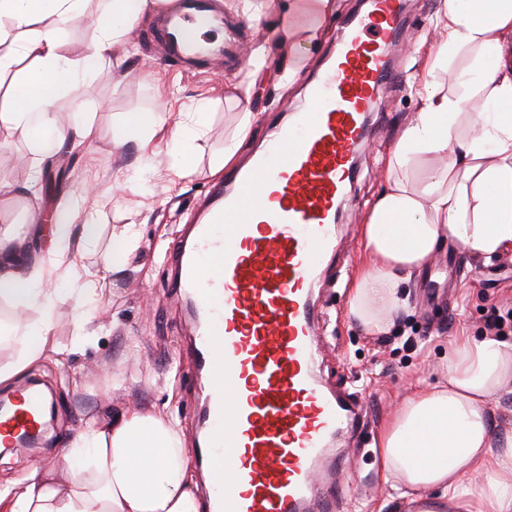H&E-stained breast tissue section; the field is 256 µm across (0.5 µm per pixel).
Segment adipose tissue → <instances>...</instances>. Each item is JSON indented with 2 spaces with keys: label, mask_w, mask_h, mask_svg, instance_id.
<instances>
[{
  "label": "adipose tissue",
  "mask_w": 512,
  "mask_h": 512,
  "mask_svg": "<svg viewBox=\"0 0 512 512\" xmlns=\"http://www.w3.org/2000/svg\"><path fill=\"white\" fill-rule=\"evenodd\" d=\"M84 2L0 0V26L19 37L18 49L0 51L11 100L0 109V134L25 133L29 190L47 158L95 138L89 119L60 124L55 101L91 63L112 58L156 0H109L88 53L73 59L62 33L83 17ZM434 28L416 90L419 108L388 155L383 189L362 224L366 260L352 282L349 314L374 333L405 310V286L441 244L485 260L512 249V0H445ZM440 71L447 86L433 81ZM167 122L159 112L127 113L113 145L144 141ZM111 198L87 184L51 216L35 213L52 244L45 253L24 247L13 225H0V299L15 313H41L18 336L19 357L0 366V384L64 356L50 342L59 297L48 284L56 276L79 288L72 347L87 342L83 326L109 290L105 279L85 280L70 261L72 249L97 233L95 225L77 230L72 221ZM440 366V381L416 386L379 432L384 482L408 512H512V437L496 438L489 409L491 398L512 393V347L463 334ZM63 458L66 483L55 468L34 470L0 496V512H200L188 452L162 411L127 409L91 420Z\"/></svg>",
  "instance_id": "adipose-tissue-1"
}]
</instances>
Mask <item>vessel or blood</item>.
Wrapping results in <instances>:
<instances>
[{
  "mask_svg": "<svg viewBox=\"0 0 512 512\" xmlns=\"http://www.w3.org/2000/svg\"><path fill=\"white\" fill-rule=\"evenodd\" d=\"M405 0H371L349 21L338 50L307 91L308 105L273 126L252 165L219 188L204 223L174 261L191 290L196 365L208 374L203 453L231 462L212 472L214 512H332L341 462L324 450L361 408L315 374L313 296L336 243L338 207L356 173L375 97L393 83L387 46L400 34ZM209 0H180L159 31L192 63L233 51ZM43 394H21L0 416L16 442L37 429Z\"/></svg>",
  "mask_w": 512,
  "mask_h": 512,
  "instance_id": "1",
  "label": "vessel or blood"
}]
</instances>
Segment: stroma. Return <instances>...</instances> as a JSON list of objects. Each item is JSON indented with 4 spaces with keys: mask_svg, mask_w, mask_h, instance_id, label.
<instances>
[{
    "mask_svg": "<svg viewBox=\"0 0 512 512\" xmlns=\"http://www.w3.org/2000/svg\"><path fill=\"white\" fill-rule=\"evenodd\" d=\"M336 9L308 49L311 58L291 85H283L278 57L252 74L247 63H214L193 75L169 62L155 38L160 18L136 26L128 43L112 59L94 65L55 109L62 121L87 113L96 139L74 147L44 164L40 187L28 198L0 192V225H16L26 242L40 243L30 215L64 205L87 183L111 189V205L89 212L100 235L95 246L73 254L89 276L99 273V257L112 249V229L136 221L139 243L123 275L112 286L103 307L87 328L93 340L62 364L52 362L15 378L14 387L37 382L52 393L56 421L43 445L27 455L0 457V491L7 481L52 463L66 430H78L89 419L138 407L165 412L177 425L192 458H199L205 389L191 353L195 333L184 293L172 289L174 273L164 248L200 223L212 189L223 182L210 165L224 153V143L240 124L244 110L257 112L241 152L249 158L267 139L280 118L306 105L308 84L327 59L328 40L336 28L356 18V0H335ZM443 0H408L403 31L389 45L398 71L397 85L373 105L370 128L357 160V176L339 214L336 256L323 274L317 295L321 312L317 333L322 349L319 379L332 389H350L367 408L362 431L341 432L329 449L346 469L338 512H407L391 500L377 462L376 437L396 405L417 382L434 381L440 351L455 336L482 339L498 333L512 344V252L490 262L467 256L460 248L442 247L418 278L409 309L388 333L373 335L348 315L350 283L364 262L359 227L382 188L380 171L388 151L413 118L418 102L411 77L420 72L431 43V20ZM228 27L246 45H276L289 23L287 13H264L247 21L220 7ZM208 102V128L198 140L194 171L176 175L167 148L168 131L151 140L112 149L119 119L128 112H163L170 122L184 120L199 102ZM27 144L14 133L0 144V181L21 185L27 179ZM497 330H490V320Z\"/></svg>",
    "mask_w": 512,
    "mask_h": 512,
    "instance_id": "stroma-1",
    "label": "stroma"
}]
</instances>
